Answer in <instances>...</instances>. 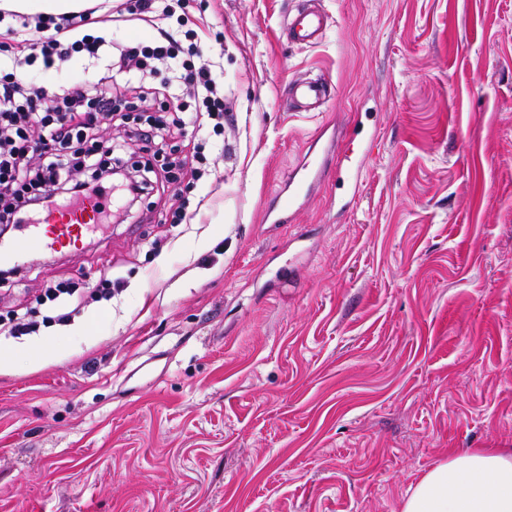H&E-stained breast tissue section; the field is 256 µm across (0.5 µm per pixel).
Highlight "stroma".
Here are the masks:
<instances>
[{
  "label": "stroma",
  "mask_w": 512,
  "mask_h": 512,
  "mask_svg": "<svg viewBox=\"0 0 512 512\" xmlns=\"http://www.w3.org/2000/svg\"><path fill=\"white\" fill-rule=\"evenodd\" d=\"M298 2L181 0L230 112L214 172L0 285L37 324L0 335V512H401L449 451L512 448V0H320L313 46L281 36ZM113 6L98 57L24 79L92 83L152 37ZM304 76L323 111L282 108ZM328 121L373 144L353 207L330 180L263 224ZM52 280L85 297L69 322L35 299Z\"/></svg>",
  "instance_id": "35a3bbf8"
}]
</instances>
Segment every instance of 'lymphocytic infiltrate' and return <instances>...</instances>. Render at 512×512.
Listing matches in <instances>:
<instances>
[{
    "mask_svg": "<svg viewBox=\"0 0 512 512\" xmlns=\"http://www.w3.org/2000/svg\"><path fill=\"white\" fill-rule=\"evenodd\" d=\"M89 13L60 19L40 17L22 21L20 31L30 35L32 57L45 67L68 61L74 54H96L102 37H74V30L91 24ZM113 73L88 88L66 93L35 86L13 73L0 74V233L12 234L34 211L49 210L56 202H77L100 196L115 187L121 201L135 206L157 190L181 158L154 167L145 161L128 166L112 145L93 134L96 124L113 118L120 94L135 89L142 97L163 96L162 112L148 116L146 126L128 131L130 140L151 142L156 131L170 127L200 134L224 133V93L219 90L206 43L191 32L158 28L149 42L115 45ZM174 74L179 92L161 94L150 87H134L130 77L146 74L155 64Z\"/></svg>",
    "mask_w": 512,
    "mask_h": 512,
    "instance_id": "obj_1",
    "label": "lymphocytic infiltrate"
}]
</instances>
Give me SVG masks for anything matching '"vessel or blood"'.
<instances>
[{
	"instance_id": "b4317fda",
	"label": "vessel or blood",
	"mask_w": 512,
	"mask_h": 512,
	"mask_svg": "<svg viewBox=\"0 0 512 512\" xmlns=\"http://www.w3.org/2000/svg\"><path fill=\"white\" fill-rule=\"evenodd\" d=\"M327 28L326 13L318 6H307L298 9L289 19L286 36L292 44L315 45L322 40ZM333 96L332 88L321 80L296 79L289 82L282 105L288 112L298 107L305 111L316 110L330 102ZM334 153L333 145L327 142L317 152L308 154L289 178L287 189L277 192L265 208L264 223H290L312 193L335 174L337 165H344L349 171L348 185L358 187L363 157L347 154L338 162ZM100 222L101 209L95 200L53 209L37 223L20 225L12 238L0 241V264L21 263L36 243L51 253L77 246Z\"/></svg>"
}]
</instances>
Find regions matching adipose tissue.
Here are the masks:
<instances>
[{
  "mask_svg": "<svg viewBox=\"0 0 512 512\" xmlns=\"http://www.w3.org/2000/svg\"><path fill=\"white\" fill-rule=\"evenodd\" d=\"M401 512H512V451L449 453L410 487Z\"/></svg>",
  "mask_w": 512,
  "mask_h": 512,
  "instance_id": "obj_1",
  "label": "adipose tissue"
}]
</instances>
